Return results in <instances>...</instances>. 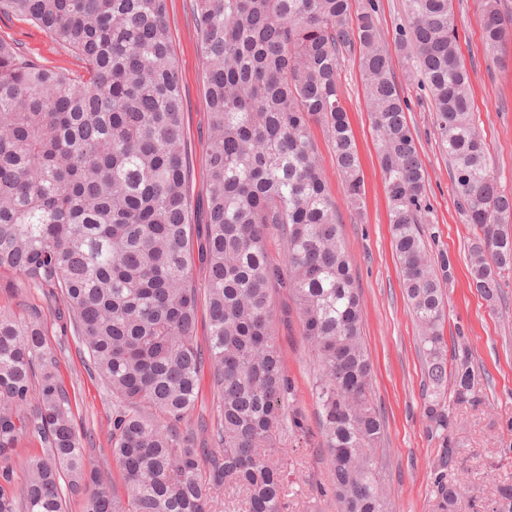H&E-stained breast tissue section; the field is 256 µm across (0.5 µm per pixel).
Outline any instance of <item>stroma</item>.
Returning a JSON list of instances; mask_svg holds the SVG:
<instances>
[{
  "instance_id": "obj_1",
  "label": "stroma",
  "mask_w": 512,
  "mask_h": 512,
  "mask_svg": "<svg viewBox=\"0 0 512 512\" xmlns=\"http://www.w3.org/2000/svg\"><path fill=\"white\" fill-rule=\"evenodd\" d=\"M482 6L483 0H453L459 52L470 73L474 121L488 144L490 172L509 193L512 45L500 57L487 54L481 38ZM167 11L172 54L182 80L192 241L198 252L204 245L210 191L206 151L210 115L192 0H167ZM0 39L13 43L38 67L75 79L85 73L78 54L24 17L0 14ZM394 71L426 172L425 235L432 253H448L455 263L453 278L445 287L443 334L465 336L478 375L481 403L452 404L447 438L432 434L421 397L424 369L418 330L403 298L377 136L358 59L346 57L339 85L364 175L361 210L346 204L342 178L322 126L313 125L312 135L363 301V336L373 366V397L386 423L385 477L395 512H434L436 462L442 448L450 443L459 451L467 498L478 512H493L498 485L512 484V276L503 279L501 300L494 311L471 288L467 256L472 230L464 224L456 205L448 158L439 147L428 91L417 78L407 76L402 65H395ZM0 308L41 326L56 357L57 374L70 395L74 425L88 460L105 482H121V472L110 452L112 394L96 372L89 370L87 355L60 294L4 278L0 280ZM272 308L274 334L287 374L295 384L303 418L301 435L286 443L284 478L291 490L288 512H339L338 503L327 492L330 472L311 392L313 365L287 288L273 290Z\"/></svg>"
}]
</instances>
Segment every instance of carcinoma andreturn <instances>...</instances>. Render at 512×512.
Wrapping results in <instances>:
<instances>
[{
    "label": "carcinoma",
    "instance_id": "1",
    "mask_svg": "<svg viewBox=\"0 0 512 512\" xmlns=\"http://www.w3.org/2000/svg\"><path fill=\"white\" fill-rule=\"evenodd\" d=\"M194 4L210 111L206 358L196 342L187 145L167 0H0V12L28 18L86 64L76 81L0 40V275L60 291L112 393L110 451L122 473L121 487L103 486L40 325L0 309V512H65L66 491L81 497L83 512H215L224 489L245 493V512H288L283 437L302 426L272 330L276 284L292 292L314 358L329 492L341 512H393L361 299L310 130L323 126L347 201L360 208V162L337 87L349 54L358 55L380 141L433 431L450 424L447 397L475 400L478 376L464 337L450 347L444 340L442 282L454 262L427 250L425 171L375 10L353 13L351 0ZM402 7L403 64L432 95L458 209L475 231L471 283L494 310L512 274V194L499 190L474 124L452 0ZM482 36L488 52L505 49L497 0H484ZM272 227L284 240V268L265 248ZM206 360L217 418L199 448L192 413ZM30 430L46 453L25 461L18 489L12 460ZM455 455L442 449L436 512H465L461 482L445 475ZM495 504L494 512H512V484L497 487Z\"/></svg>",
    "mask_w": 512,
    "mask_h": 512
}]
</instances>
